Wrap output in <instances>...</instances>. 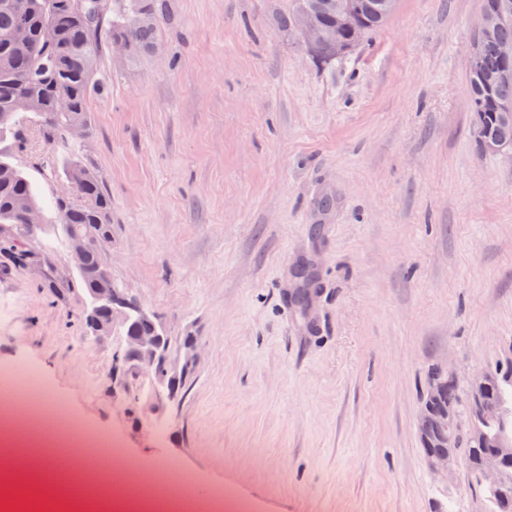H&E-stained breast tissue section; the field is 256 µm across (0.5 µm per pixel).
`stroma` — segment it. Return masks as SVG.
I'll return each mask as SVG.
<instances>
[{"label":"stroma","instance_id":"1","mask_svg":"<svg viewBox=\"0 0 512 512\" xmlns=\"http://www.w3.org/2000/svg\"><path fill=\"white\" fill-rule=\"evenodd\" d=\"M296 0H167L157 44L127 62L102 46L92 133L57 141L112 200L107 264L172 342L201 349L179 404L112 393L118 334L86 336L79 288L57 297L0 266V381L38 374L63 418L0 393L23 432L87 448L46 474L33 506L92 512L78 471L126 495L168 475L244 512H485L465 469L436 480L417 435L429 368L460 380L512 359V154L480 150L467 52L482 0H397L385 26L322 62ZM35 187V248L73 275L51 206L62 170L30 129L0 151ZM165 430L156 441L152 429Z\"/></svg>","mask_w":512,"mask_h":512}]
</instances>
